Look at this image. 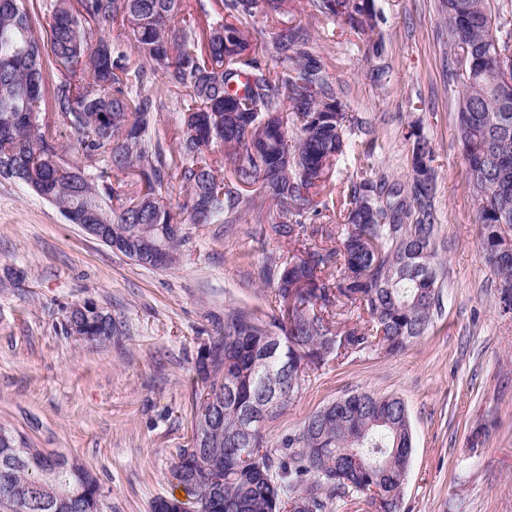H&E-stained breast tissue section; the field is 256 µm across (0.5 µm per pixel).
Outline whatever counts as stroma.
<instances>
[{"label":"stroma","instance_id":"obj_1","mask_svg":"<svg viewBox=\"0 0 512 512\" xmlns=\"http://www.w3.org/2000/svg\"><path fill=\"white\" fill-rule=\"evenodd\" d=\"M379 49L340 21L287 0L279 22L248 19L263 66L277 24L300 25L346 111L347 137L369 153L370 177L410 173L404 134L419 124L437 175L439 305L424 336L398 354L370 347L311 372L279 417L270 442L352 391L402 398L414 447L400 512H512V314L484 262L476 204L456 119L455 63L443 0H376ZM266 205L259 224L187 225L170 267L139 265L69 222L20 181L0 178V427L32 448L78 461L96 475L102 512H151L159 496L185 499L172 476L190 440L199 348L224 312L272 309L254 275L267 256L299 247L274 239ZM111 314V342L64 332L69 306Z\"/></svg>","mask_w":512,"mask_h":512}]
</instances>
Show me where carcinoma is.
Wrapping results in <instances>:
<instances>
[{
	"mask_svg": "<svg viewBox=\"0 0 512 512\" xmlns=\"http://www.w3.org/2000/svg\"><path fill=\"white\" fill-rule=\"evenodd\" d=\"M285 0H223L224 20L184 28L177 18L185 0H45L46 36L34 30L27 0H0V178L24 182L76 224H99L101 242L145 264L144 225L156 245L178 255L185 241L163 194L168 180L186 187L182 211L190 224L258 222L265 201L284 217L274 227L297 241L318 214V194L346 153L345 112L321 65L306 50L299 26L279 30L266 52L288 62L266 70L242 19L263 6L281 14ZM326 17L362 33L372 32L374 0H313ZM449 45L460 51L455 80L458 130L467 179L477 205L483 258L503 286L500 306L512 312V260L495 259V235H512V158L503 172L494 158L512 154V18L493 13L490 0H444ZM133 34L146 65L133 71L121 45L101 32L115 20ZM62 78L54 107L69 127L70 157L44 122L45 66ZM189 91L182 130L173 147L151 133V115L164 89ZM237 113L227 120L224 113ZM411 173L404 183L360 177L340 199L345 224L336 246L304 257L271 258L256 272L274 285L279 314L264 318L242 310L224 313L210 347V366L194 363L192 423L205 440L180 449L173 477L192 499L180 512H291L303 500L308 512L328 502L368 494L378 512H397L407 474L412 432L406 404L395 396L346 394L316 412L303 426L269 445L267 424L281 414L309 373L377 344L391 354L425 335L439 303L436 191L432 150L422 130L405 135ZM224 146L241 184H259L260 202L242 210L237 187L224 184L209 151ZM102 162L91 172L81 160ZM134 172L144 190L113 205L114 172ZM354 309L364 327L339 332L336 308ZM93 335L102 320L76 326ZM288 368V380L271 376ZM276 388H271V383ZM215 412L201 411L203 395ZM246 418L257 423L239 443ZM37 448L0 449V502L19 504L45 484L69 494L63 506L45 502L33 512H101L97 478L76 461L63 460L47 476Z\"/></svg>",
	"mask_w": 512,
	"mask_h": 512,
	"instance_id": "carcinoma-1",
	"label": "carcinoma"
}]
</instances>
